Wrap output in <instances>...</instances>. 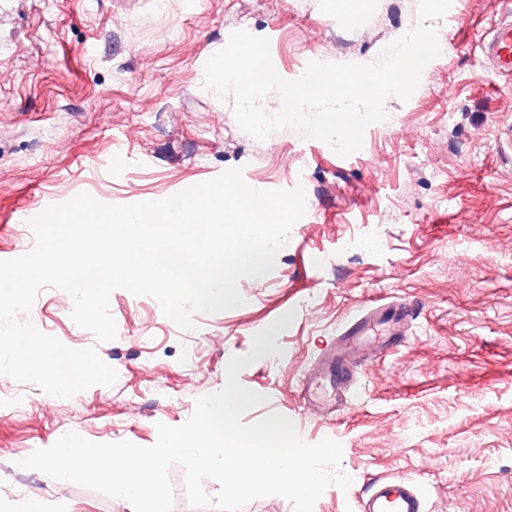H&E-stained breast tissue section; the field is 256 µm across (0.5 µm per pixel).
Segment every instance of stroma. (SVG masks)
<instances>
[{"label": "stroma", "mask_w": 512, "mask_h": 512, "mask_svg": "<svg viewBox=\"0 0 512 512\" xmlns=\"http://www.w3.org/2000/svg\"><path fill=\"white\" fill-rule=\"evenodd\" d=\"M512 0H453L445 41L408 100L389 97L349 156L282 128L257 140L232 98L204 86V65L232 32L267 38L289 80L309 62L370 63L419 22V0H0V258L35 238L22 213L86 193L104 204L161 200L242 168L261 190L303 186L304 216L273 270L238 283L244 305L193 313L195 330L158 302L110 297L114 341L78 327L64 291L28 318L66 346L96 347L114 386L66 400L0 376V512L27 498L46 512H133L129 503L18 467L73 431L94 442L149 446L224 385L232 356L288 311L275 350L238 375L264 396L242 421L278 413L308 443L343 448L348 490L329 486L314 512H356L377 475L411 479L427 512H512V81L476 45ZM415 311L406 343L361 376L330 419L302 407V369L371 301ZM224 339L214 346L212 337ZM196 360L187 363V350Z\"/></svg>", "instance_id": "obj_1"}]
</instances>
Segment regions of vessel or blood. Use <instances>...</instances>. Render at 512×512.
<instances>
[{"mask_svg": "<svg viewBox=\"0 0 512 512\" xmlns=\"http://www.w3.org/2000/svg\"><path fill=\"white\" fill-rule=\"evenodd\" d=\"M480 58L502 76L512 79V19L498 22L478 44ZM413 313L400 301L375 302L361 308L336 330L329 347L319 352L299 379L305 408L335 415L347 401L360 371L370 363L361 336L385 327L383 348L404 341ZM357 512H426V497L408 478L373 479L359 495Z\"/></svg>", "mask_w": 512, "mask_h": 512, "instance_id": "b4317fda", "label": "vessel or blood"}]
</instances>
